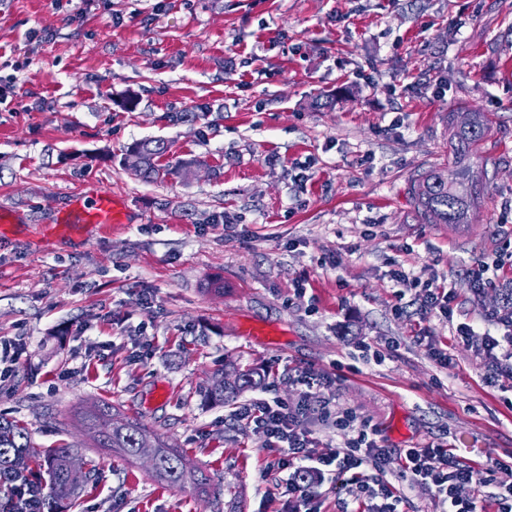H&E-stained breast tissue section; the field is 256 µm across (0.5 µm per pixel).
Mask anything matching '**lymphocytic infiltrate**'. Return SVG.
<instances>
[{"instance_id": "obj_1", "label": "lymphocytic infiltrate", "mask_w": 512, "mask_h": 512, "mask_svg": "<svg viewBox=\"0 0 512 512\" xmlns=\"http://www.w3.org/2000/svg\"><path fill=\"white\" fill-rule=\"evenodd\" d=\"M418 288L415 301L424 317L451 321L455 294L453 289L429 278L414 277ZM489 322L501 326L498 334H486L477 348L482 360V377L491 385L512 384V301L489 314ZM306 390L295 404L279 400H255L242 404L234 412L238 421L261 431L265 446L275 452L273 468L287 472L288 504L286 512H322L320 488L328 470L346 478L348 484L369 493L368 512H396L399 500L393 487L385 481L370 483L364 467L380 469L391 454L390 448L376 437V429L345 408L333 406L331 400H319L315 390L329 385L322 374L308 373L302 379ZM331 423L343 432L345 439L337 449L320 454L307 423L310 420ZM402 474L410 483L428 485L434 497L436 512H478L477 498H463L462 487L482 489L497 485L491 499L496 512H512V465L501 462L478 469L461 463L444 445L429 443L403 449ZM503 474L504 480L493 483V474Z\"/></svg>"}]
</instances>
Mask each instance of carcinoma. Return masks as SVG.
Instances as JSON below:
<instances>
[{"label": "carcinoma", "instance_id": "obj_1", "mask_svg": "<svg viewBox=\"0 0 512 512\" xmlns=\"http://www.w3.org/2000/svg\"><path fill=\"white\" fill-rule=\"evenodd\" d=\"M448 125V166L418 174L411 182L412 198L427 224H470L481 195L482 172L478 169L476 147L488 133L489 123L483 113L471 110L467 121L461 124L455 121V113H450ZM130 149L141 157V165L135 172L142 178L158 180L170 174V170L158 165L159 158L167 152L163 141L142 139L131 144ZM260 385L261 379L255 378V372L241 370L231 383L217 379L207 395L223 402L246 388ZM88 420L96 429L98 447L111 448L134 459L139 454L140 440L149 436L153 439V475L157 480L179 489L192 486L205 491L209 488V478L181 449L167 446L161 436L136 420H115L111 405L104 402L95 405ZM71 453L70 448L40 452L32 445L24 427L0 419V476L6 480L5 501L0 502V512H14L17 486L29 482V476L34 473H46L52 495L60 498L68 495L73 490L66 473Z\"/></svg>", "mask_w": 512, "mask_h": 512}]
</instances>
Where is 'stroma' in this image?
<instances>
[{
	"label": "stroma",
	"mask_w": 512,
	"mask_h": 512,
	"mask_svg": "<svg viewBox=\"0 0 512 512\" xmlns=\"http://www.w3.org/2000/svg\"><path fill=\"white\" fill-rule=\"evenodd\" d=\"M428 74L445 92L421 89ZM464 107L490 125L474 220L423 223L411 180L447 164ZM145 138L197 175L136 176L124 158ZM103 185L129 223L45 234ZM0 209L19 219L0 238V340L23 350L0 418L87 461L58 512H284L264 435L202 394L229 363L266 376L246 400L335 378L322 396L395 450L381 475L398 512L433 510L400 449L512 463V391L484 384L473 352L512 290V0H0ZM487 255L503 266L478 292ZM396 268L454 288L452 321L423 319ZM461 322L477 334L452 367L414 341ZM101 401L182 449L209 494L94 447L79 416Z\"/></svg>",
	"instance_id": "stroma-1"
}]
</instances>
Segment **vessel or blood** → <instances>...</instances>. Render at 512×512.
<instances>
[{"mask_svg": "<svg viewBox=\"0 0 512 512\" xmlns=\"http://www.w3.org/2000/svg\"><path fill=\"white\" fill-rule=\"evenodd\" d=\"M128 212L110 187L102 186L86 197L76 200L74 206L63 213L52 232L60 238L75 236L85 226L100 229L126 223Z\"/></svg>", "mask_w": 512, "mask_h": 512, "instance_id": "obj_1", "label": "vessel or blood"}]
</instances>
